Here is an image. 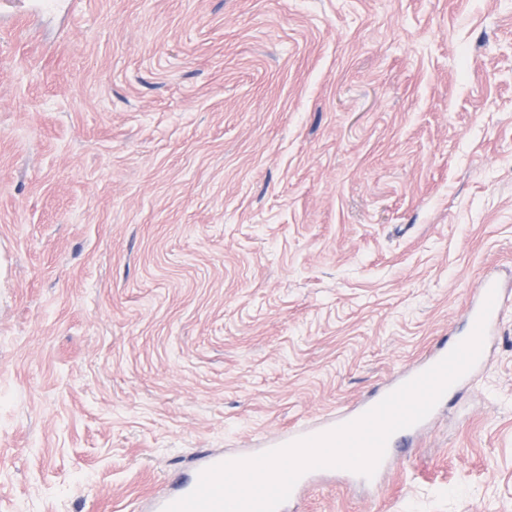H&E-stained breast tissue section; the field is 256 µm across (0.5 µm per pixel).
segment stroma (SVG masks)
<instances>
[{
    "label": "stroma",
    "mask_w": 512,
    "mask_h": 512,
    "mask_svg": "<svg viewBox=\"0 0 512 512\" xmlns=\"http://www.w3.org/2000/svg\"><path fill=\"white\" fill-rule=\"evenodd\" d=\"M0 35V512H140L352 403L512 269V0H72ZM512 512V309L381 490Z\"/></svg>",
    "instance_id": "1"
}]
</instances>
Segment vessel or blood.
Listing matches in <instances>:
<instances>
[{
  "label": "vessel or blood",
  "mask_w": 512,
  "mask_h": 512,
  "mask_svg": "<svg viewBox=\"0 0 512 512\" xmlns=\"http://www.w3.org/2000/svg\"><path fill=\"white\" fill-rule=\"evenodd\" d=\"M491 292L495 293L496 299L487 321L482 353L476 364L449 388L448 393L453 396L472 387L489 361L505 311L512 308V281L504 282L489 272L482 275L468 291L467 302L461 311V319L465 325L464 332L438 337L433 348L425 356L400 367L357 402L339 408L325 417L305 421L286 431L265 437L258 445L259 451L264 452L304 437L319 435L361 417L386 395L439 362L462 341L465 331L473 330L487 295ZM431 425V419L427 418L412 427L394 433L388 440L385 456L374 475L368 478L355 472L351 475L352 480L373 489L380 488L385 475L402 465L406 447L411 446L413 441L428 431ZM227 459L228 456L223 451L213 448L197 449L191 474L173 480L167 489L145 498L143 512H163L166 505L186 496L195 488L201 471L225 462ZM322 475L323 472L319 469L304 473L293 487L286 505L281 506L279 512H289L290 506L297 504L314 481Z\"/></svg>",
  "instance_id": "1"
}]
</instances>
